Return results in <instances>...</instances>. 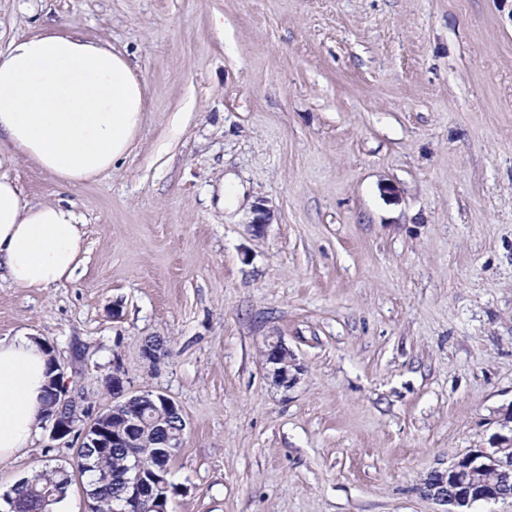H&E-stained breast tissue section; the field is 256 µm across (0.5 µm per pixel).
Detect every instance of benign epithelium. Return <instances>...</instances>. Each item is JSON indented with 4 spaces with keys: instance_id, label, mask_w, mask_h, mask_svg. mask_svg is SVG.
Here are the masks:
<instances>
[{
    "instance_id": "7a95c632",
    "label": "benign epithelium",
    "mask_w": 512,
    "mask_h": 512,
    "mask_svg": "<svg viewBox=\"0 0 512 512\" xmlns=\"http://www.w3.org/2000/svg\"><path fill=\"white\" fill-rule=\"evenodd\" d=\"M264 358L268 365V375L275 386L286 389L298 381L301 367L282 339L267 342ZM55 369V399L47 415V421L52 424V439L72 436L81 447L84 437L90 434L92 440L99 445L102 442L99 437L100 423L110 414L120 410L131 411V416L125 419V432L128 433L140 426L143 421L142 412L149 410L153 428L168 433L170 447L182 446L186 422H181L177 430L170 427V416H182L179 406L171 398L152 391L129 390L120 368L116 366L112 375L106 379V386L112 389V404L90 415L82 397L65 386L61 365L55 364ZM133 467L135 477L129 484L127 502L151 499L152 484L142 476V464L136 460ZM421 495L443 506L442 512H471L474 503L478 501L511 499L512 428L509 434L498 435L494 447L473 450L448 469L431 472L421 487ZM125 503H120L114 512H131Z\"/></svg>"
}]
</instances>
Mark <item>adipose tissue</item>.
Masks as SVG:
<instances>
[{
    "mask_svg": "<svg viewBox=\"0 0 512 512\" xmlns=\"http://www.w3.org/2000/svg\"><path fill=\"white\" fill-rule=\"evenodd\" d=\"M143 85L112 46L46 31L0 52V166L23 157L60 187L90 182L127 155L143 122ZM84 230L71 206L28 202L0 175V270L42 291L73 277ZM43 340L0 337V459L27 447L45 421L51 377Z\"/></svg>",
    "mask_w": 512,
    "mask_h": 512,
    "instance_id": "ef3b65f1",
    "label": "adipose tissue"
}]
</instances>
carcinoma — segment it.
<instances>
[{
	"instance_id": "1",
	"label": "carcinoma",
	"mask_w": 512,
	"mask_h": 512,
	"mask_svg": "<svg viewBox=\"0 0 512 512\" xmlns=\"http://www.w3.org/2000/svg\"><path fill=\"white\" fill-rule=\"evenodd\" d=\"M138 448L79 449V457L72 465L45 464L31 477L17 481L0 495L8 505V512H48L50 506L63 501L49 491L65 485L69 480L88 476L85 495L93 502L94 512H113L112 503L123 500V482L129 477L130 463L139 456L143 474L169 469L171 458L160 440L151 432L139 436Z\"/></svg>"
}]
</instances>
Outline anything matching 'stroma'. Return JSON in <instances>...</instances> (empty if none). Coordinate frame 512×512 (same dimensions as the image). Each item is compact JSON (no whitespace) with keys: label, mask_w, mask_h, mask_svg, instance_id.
<instances>
[{"label":"stroma","mask_w":512,"mask_h":512,"mask_svg":"<svg viewBox=\"0 0 512 512\" xmlns=\"http://www.w3.org/2000/svg\"><path fill=\"white\" fill-rule=\"evenodd\" d=\"M48 27L125 53L144 122L81 186L6 166L85 247L56 287L0 279V337L93 410L116 365L178 404L169 512H440L424 479L512 413V0H0L1 52ZM75 455L43 423L0 494ZM264 358L275 386L287 389L298 381L301 367L281 338L267 342Z\"/></svg>","instance_id":"obj_1"}]
</instances>
